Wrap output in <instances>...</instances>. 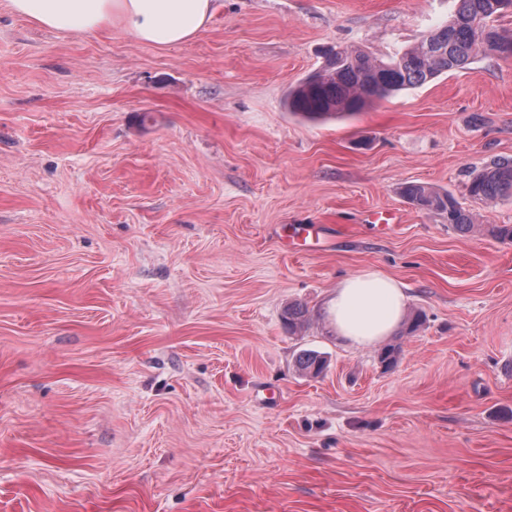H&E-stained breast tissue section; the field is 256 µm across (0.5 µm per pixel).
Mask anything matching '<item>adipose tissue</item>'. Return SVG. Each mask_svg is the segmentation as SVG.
Masks as SVG:
<instances>
[{
  "label": "adipose tissue",
  "instance_id": "adipose-tissue-1",
  "mask_svg": "<svg viewBox=\"0 0 512 512\" xmlns=\"http://www.w3.org/2000/svg\"><path fill=\"white\" fill-rule=\"evenodd\" d=\"M214 0H8L12 12L36 26L91 34L117 26L137 42L158 48L190 41L212 18ZM407 296L400 284L375 268L341 280L327 311L333 327L352 345L382 341L401 325Z\"/></svg>",
  "mask_w": 512,
  "mask_h": 512
}]
</instances>
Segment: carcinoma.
I'll return each mask as SVG.
<instances>
[{
	"mask_svg": "<svg viewBox=\"0 0 512 512\" xmlns=\"http://www.w3.org/2000/svg\"><path fill=\"white\" fill-rule=\"evenodd\" d=\"M456 2L448 24L392 55L377 57L352 46L330 49L333 60L323 63L289 91V111L311 120L353 115L369 102L459 71L480 54L512 55V35L499 25L512 0ZM466 190L472 199L485 204L512 197V158H499L474 170ZM400 193L420 211L447 216L448 226L462 236L477 228L475 214L447 191L408 182L401 186ZM285 318L293 330L307 322V310L299 304L290 305ZM326 364L324 356L312 351L298 358L300 369L314 375L321 373Z\"/></svg>",
	"mask_w": 512,
	"mask_h": 512,
	"instance_id": "carcinoma-1",
	"label": "carcinoma"
}]
</instances>
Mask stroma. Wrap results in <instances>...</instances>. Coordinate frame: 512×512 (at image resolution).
<instances>
[{
  "label": "stroma",
  "mask_w": 512,
  "mask_h": 512,
  "mask_svg": "<svg viewBox=\"0 0 512 512\" xmlns=\"http://www.w3.org/2000/svg\"><path fill=\"white\" fill-rule=\"evenodd\" d=\"M455 7L217 0L161 49L0 0V512H512V244L399 193L512 225L466 192L512 157V56L336 121L286 103L327 48L390 55ZM367 267L424 316L389 370L326 318ZM400 193L408 203L420 211L446 215L448 226L459 235L465 236L475 228L483 226V230L491 237L512 242L511 224H474L475 214L463 208L448 191H440L425 183L408 182L401 186Z\"/></svg>",
  "instance_id": "stroma-1"
}]
</instances>
